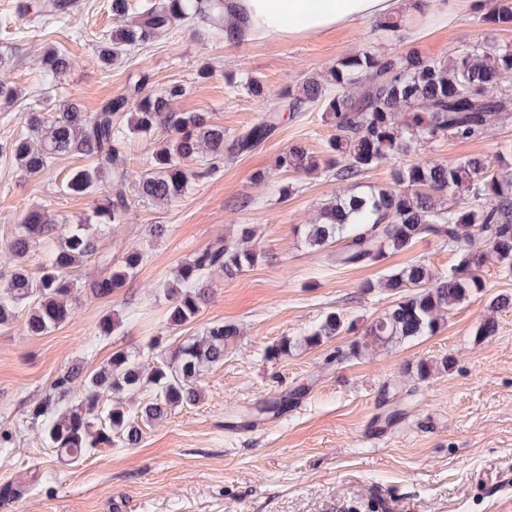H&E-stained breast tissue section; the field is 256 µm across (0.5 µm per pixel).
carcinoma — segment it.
I'll list each match as a JSON object with an SVG mask.
<instances>
[{
	"mask_svg": "<svg viewBox=\"0 0 512 512\" xmlns=\"http://www.w3.org/2000/svg\"><path fill=\"white\" fill-rule=\"evenodd\" d=\"M72 0H28L26 13L50 22L71 13ZM116 25L100 45L104 67L120 61L160 34L184 22H200L212 35L224 32V0H111ZM485 21L512 25V0H493ZM70 68L66 51L53 48L35 74L37 82L55 80ZM512 76V48L474 45L451 58H382L361 51L340 59L321 78L310 77L288 94L289 109L319 105L336 134L328 142L327 171L342 188L320 210L317 221L305 227L308 247L331 254L338 266L376 264L389 255L411 249L428 235L440 236L458 256L450 273L436 276L416 260L385 276L380 286L394 295V304L364 330L356 331L342 317L327 313L306 336L282 338L266 350L277 361L297 349H318L337 336L354 335L348 351L328 358L340 364L371 345L385 346L433 334L452 310L486 291L481 268L490 260L512 274V147L497 152L495 165L487 159H417L394 174L393 186L353 193L351 188L368 170L395 156L405 155L437 138L471 140L512 118V98L499 92ZM142 77L127 92L109 99L97 112L82 110L73 99H62L54 111L24 113L25 131L0 144V157L26 175H48L55 160L78 155L88 161L66 176L65 191L99 195L92 215L64 224L45 208L27 212L8 242L18 260L0 282V326L25 314L26 331L41 336L68 321L77 283L70 269L100 253L104 229L122 224L128 212L127 191L142 202L169 203L197 180L213 173L215 161L261 144L279 125L282 109L268 102L263 83L247 82L249 93L262 106L261 120L228 138L224 126L207 112H179L175 102L185 88L171 83L147 88ZM134 136L157 137L159 146L146 157L141 170L124 161L127 142ZM320 162L296 143L275 160L285 173L307 175ZM59 240L33 276L25 258L34 244ZM251 231L240 242L206 247L180 264L175 280L166 284L170 297L168 321L183 325L194 319L211 297L207 278L216 268L233 278L254 266L260 253L249 246ZM145 253L128 251L110 273L91 281L92 293L107 296L126 287ZM490 313L476 327L480 339L498 330L495 313L512 308V295L499 294ZM239 329L232 323H213L201 336H192L150 368L124 350L112 353L99 371L86 375L71 367L56 377L49 394L30 410L31 424L41 427L49 447L59 456L78 461L99 448L135 446L142 425L165 419L178 408L197 405L203 397V372L224 363V355ZM144 390L149 398L136 410L104 400ZM302 392L297 388L256 408L257 414L278 413Z\"/></svg>",
	"mask_w": 512,
	"mask_h": 512,
	"instance_id": "carcinoma-1",
	"label": "carcinoma"
}]
</instances>
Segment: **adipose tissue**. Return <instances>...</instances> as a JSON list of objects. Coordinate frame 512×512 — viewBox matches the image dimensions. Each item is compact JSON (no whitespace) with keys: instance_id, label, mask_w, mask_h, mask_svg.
Here are the masks:
<instances>
[{"instance_id":"ef3b65f1","label":"adipose tissue","mask_w":512,"mask_h":512,"mask_svg":"<svg viewBox=\"0 0 512 512\" xmlns=\"http://www.w3.org/2000/svg\"><path fill=\"white\" fill-rule=\"evenodd\" d=\"M404 0H227L232 23L228 44L257 38L289 40L318 35L361 21L386 16Z\"/></svg>"}]
</instances>
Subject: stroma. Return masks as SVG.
<instances>
[{
    "mask_svg": "<svg viewBox=\"0 0 512 512\" xmlns=\"http://www.w3.org/2000/svg\"><path fill=\"white\" fill-rule=\"evenodd\" d=\"M20 2L0 0V80L19 94L14 105L0 107V142L24 131L31 100L48 109L67 97L95 112L143 75L153 88L183 84L177 110L211 113L233 137L261 117L245 87L250 76L275 101L362 50L445 57L475 44L512 46V26L485 20L489 0H431L427 17L405 13L397 32L378 19L286 41L228 45L198 38L183 23L106 69L98 47L114 25L110 0H80L67 20L50 24L19 13ZM57 46L70 56L69 71L35 84L44 51ZM204 66L212 78L197 79ZM332 133L321 109L288 111L262 144L225 160L177 201L145 204L129 196L125 223L103 237L99 257L73 272L79 289L72 318L41 336L26 335L20 317L0 328V426L16 435L15 448L0 454V484L20 489L0 499V512H364L369 504L375 512H512V309L498 312L496 335H475L491 297L512 293V276L498 264L482 269L486 292L456 307L433 335L372 346L339 365L327 357L346 347L345 335L276 362L264 358L268 346L308 334L328 312L359 329L383 315L392 295L365 290V283L375 285L418 259L443 275L457 262L447 241L434 235L379 265L337 267L305 245L301 225L316 217L337 184L324 171L301 178L282 173L274 160L296 142L324 157ZM509 143L512 122L480 139L418 144L413 157H491ZM83 163L70 156L57 160L50 175L26 176L0 159V278L13 266L5 246L23 213L46 208L71 224L90 214L91 198L63 187ZM259 170L266 178L258 185ZM149 224L167 225V235L147 237ZM245 224L254 230L259 261L233 279L213 272L212 297L196 318L169 325L164 285L178 264L207 246L236 241ZM133 248L145 252L133 281L109 296L92 294L89 282ZM130 308L136 318L126 317ZM113 312L122 315L121 327L100 335L101 319ZM216 322L236 324L240 334L223 364L202 376V400L144 426L137 446L60 462L32 429L30 410L68 368L94 372L118 349L156 361L163 349ZM446 355L454 358L451 367L428 379L411 370ZM296 388L302 394L287 410L256 415L260 401ZM391 403L404 413L388 423Z\"/></svg>",
    "mask_w": 512,
    "mask_h": 512,
    "instance_id": "35a3bbf8",
    "label": "stroma"
}]
</instances>
